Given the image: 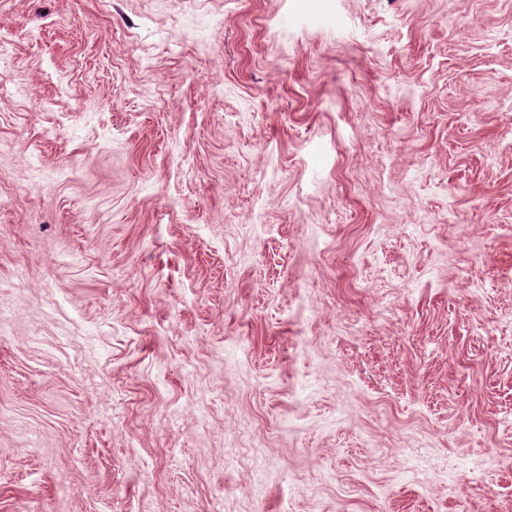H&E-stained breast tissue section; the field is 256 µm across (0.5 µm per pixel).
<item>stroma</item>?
Returning <instances> with one entry per match:
<instances>
[{
    "label": "stroma",
    "instance_id": "35a3bbf8",
    "mask_svg": "<svg viewBox=\"0 0 512 512\" xmlns=\"http://www.w3.org/2000/svg\"><path fill=\"white\" fill-rule=\"evenodd\" d=\"M297 3L0 0V512H512V0Z\"/></svg>",
    "mask_w": 512,
    "mask_h": 512
}]
</instances>
